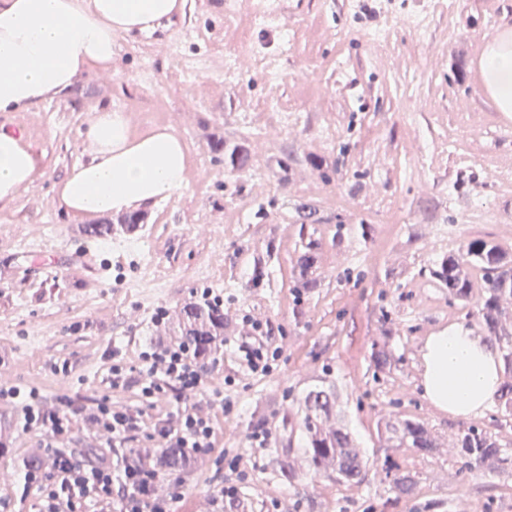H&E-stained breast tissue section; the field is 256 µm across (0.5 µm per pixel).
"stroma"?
Masks as SVG:
<instances>
[{"instance_id":"stroma-1","label":"stroma","mask_w":512,"mask_h":512,"mask_svg":"<svg viewBox=\"0 0 512 512\" xmlns=\"http://www.w3.org/2000/svg\"><path fill=\"white\" fill-rule=\"evenodd\" d=\"M252 6L242 0L230 16L224 0H186L171 23L122 37L111 72L0 113V126L47 155L32 188L0 206V383L39 389L50 410L63 396L99 399L112 350L134 366L141 350L174 343L183 306L210 288L224 298V343L205 362L203 391L184 403L210 421L215 446L186 472L158 479L155 498L169 499L178 484L175 512H512V470L464 469L457 448L473 426L512 448V416L495 406L449 418L420 385L425 338L477 323L475 302L449 299L432 268L474 238L512 255V112L485 92L480 59L488 30L512 18V0H277L274 30L251 25ZM375 30L384 42L372 41ZM270 62L281 71L275 86L263 77ZM271 98L296 121L266 110ZM106 107L128 112L139 131L171 127L189 149L184 186L143 210L135 238L154 253L149 270L114 237H86L87 221L57 206L54 187L89 160L83 133ZM277 128L281 136L269 138ZM239 140L241 174L222 148ZM299 203L315 210L304 233ZM307 252L316 286L302 293L295 281ZM246 314L267 324L282 352L270 375L241 373ZM33 334L40 342L31 350ZM377 350L390 356L386 371L373 365ZM228 376L235 385H225ZM324 381L335 384L339 416L371 463L362 483L306 474L291 483L272 461L288 445L300 398ZM20 415L14 400L0 401V502L6 512H35L39 489L24 475L47 470L50 457L44 435L23 429ZM396 415L424 423L437 448L422 455L379 433ZM257 427L271 431L268 447H251ZM144 444L139 434L113 447L78 418L61 447L114 470ZM228 455L247 479L238 499L222 502ZM394 469L415 474L412 496L394 498Z\"/></svg>"}]
</instances>
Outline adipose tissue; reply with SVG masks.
I'll list each match as a JSON object with an SVG mask.
<instances>
[{
  "mask_svg": "<svg viewBox=\"0 0 512 512\" xmlns=\"http://www.w3.org/2000/svg\"><path fill=\"white\" fill-rule=\"evenodd\" d=\"M185 0H0V112H22L70 91L91 72L112 70L115 46L154 31L182 12ZM484 83L498 111L512 112V42L486 45ZM91 154L55 188L74 218L147 207L186 181L185 142L167 126L134 130L121 109L97 111L84 132ZM22 136L0 129V204L34 184L44 163ZM422 396L452 418L484 415L500 391L503 366L470 325L455 323L421 348Z\"/></svg>",
  "mask_w": 512,
  "mask_h": 512,
  "instance_id": "obj_1",
  "label": "adipose tissue"
}]
</instances>
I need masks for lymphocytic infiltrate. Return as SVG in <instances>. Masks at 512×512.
<instances>
[{"mask_svg": "<svg viewBox=\"0 0 512 512\" xmlns=\"http://www.w3.org/2000/svg\"><path fill=\"white\" fill-rule=\"evenodd\" d=\"M251 329V343L240 349V366L246 375L265 376L276 368L281 353L270 345L264 324L252 323ZM139 359L144 368L138 374L119 352L112 353L107 368L112 390L138 385L143 401L139 407H117L105 396L90 406L72 399L64 411H48L42 407V396L35 388L0 389V398L20 400L25 429L43 433L52 443L69 437L70 414L83 412L110 432L116 445L125 443L131 434L147 431L163 439L166 447L186 448L198 455L210 452L213 430L190 408H176L155 424L149 421L150 410L156 409L165 396L203 388L206 373L196 351L184 343L152 346L141 351ZM152 454V449H144L116 477L109 469L89 468L71 455L55 451L48 471L26 475L28 482L38 483L40 488L37 512H173L172 502H157L150 497V487L157 477Z\"/></svg>", "mask_w": 512, "mask_h": 512, "instance_id": "obj_1", "label": "lymphocytic infiltrate"}]
</instances>
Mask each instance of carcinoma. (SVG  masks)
<instances>
[{"label": "carcinoma", "mask_w": 512, "mask_h": 512, "mask_svg": "<svg viewBox=\"0 0 512 512\" xmlns=\"http://www.w3.org/2000/svg\"><path fill=\"white\" fill-rule=\"evenodd\" d=\"M247 149L245 143L224 142V157L234 170L244 167ZM314 265L313 255L300 258L299 282L303 288L314 287L309 271ZM481 275L482 284L477 298V317L486 339L495 345L504 364V380L499 404L512 414V324L507 323L512 304V256L496 243L477 238L468 241L458 252L443 257L432 275L448 295L462 301L474 294V274ZM181 341L198 350L201 359L210 356L216 342L224 336V312L219 307L202 301L183 307V318L178 328ZM302 416L299 430L302 447L288 448L277 458L282 473L292 480L296 477L295 459L305 462L306 473L324 476L338 483L364 480L367 461L355 448L351 433L341 422L329 426L327 422L336 411V394L324 388L308 391L300 402ZM384 433L403 448L427 455L436 448L428 428L409 418L394 417L382 424ZM458 448L468 468L479 467L493 471L512 469V450L501 446L496 436L471 428L458 438ZM157 473L160 476L181 472L191 467V460L181 448H160L155 452ZM416 486L415 475L397 471L391 482L396 497H409Z\"/></svg>", "instance_id": "carcinoma-1"}]
</instances>
